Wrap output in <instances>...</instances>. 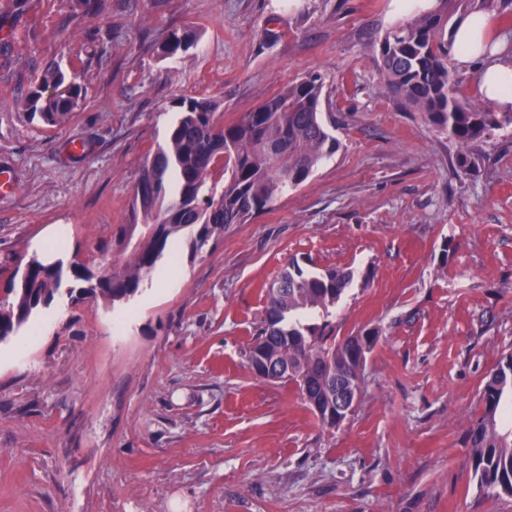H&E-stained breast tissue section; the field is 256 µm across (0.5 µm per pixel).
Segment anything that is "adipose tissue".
I'll list each match as a JSON object with an SVG mask.
<instances>
[{"mask_svg":"<svg viewBox=\"0 0 512 512\" xmlns=\"http://www.w3.org/2000/svg\"><path fill=\"white\" fill-rule=\"evenodd\" d=\"M489 17L478 13L467 16L458 26L454 38V59L465 66L486 55H493V63H486L482 73L480 91L486 98L497 102L503 111L512 110V62L501 60L499 46H487Z\"/></svg>","mask_w":512,"mask_h":512,"instance_id":"ef3b65f1","label":"adipose tissue"}]
</instances>
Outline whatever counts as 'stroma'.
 I'll return each mask as SVG.
<instances>
[{"mask_svg":"<svg viewBox=\"0 0 512 512\" xmlns=\"http://www.w3.org/2000/svg\"><path fill=\"white\" fill-rule=\"evenodd\" d=\"M396 0H0V291L47 228L113 260L142 169L189 99L225 120L315 73L338 152L303 184L130 301L54 300L0 341V512H512L481 491L466 432L512 353V128L459 146L385 91L377 45ZM191 29L192 47H161ZM85 97L29 121L49 64ZM84 150L72 152L71 142ZM354 278L337 335L376 330L362 395L334 427L250 344L290 262Z\"/></svg>","mask_w":512,"mask_h":512,"instance_id":"1","label":"stroma"}]
</instances>
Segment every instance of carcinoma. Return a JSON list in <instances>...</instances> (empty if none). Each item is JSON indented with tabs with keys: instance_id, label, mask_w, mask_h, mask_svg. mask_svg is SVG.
I'll list each match as a JSON object with an SVG mask.
<instances>
[{
	"instance_id": "cac0c4a2",
	"label": "carcinoma",
	"mask_w": 512,
	"mask_h": 512,
	"mask_svg": "<svg viewBox=\"0 0 512 512\" xmlns=\"http://www.w3.org/2000/svg\"><path fill=\"white\" fill-rule=\"evenodd\" d=\"M436 7L400 22L386 32L379 48V72L387 92L406 109L461 146H469L512 126V112H493L459 97L448 67L457 24L474 12L512 18V0H435ZM193 40L188 30L171 32L162 46L166 55ZM323 82L318 75L283 87L255 111L225 122L207 99L182 103L166 143L158 146L142 170L132 199L133 221L121 224L113 238L120 258L107 270L85 263L74 253L48 266L34 256L18 280H10L0 298V341L52 303L61 288L77 304L100 296L121 303L133 296L143 279L181 237L190 241V257L214 236L264 210L276 197L304 183L339 148L322 120ZM83 97L77 76L51 65L25 100L29 120L49 126L65 124ZM353 279L350 271L328 269L309 275L289 264L267 291L265 326L248 356L262 352L295 369L296 385L314 415L336 425V404L348 388L344 371H355L363 347H373V331L333 336L331 323L305 324L301 317L336 306ZM324 363L333 369V385L317 375ZM512 397V353L486 379L480 400L483 412L467 430L470 469L487 495L512 497V427H505L500 406Z\"/></svg>"
}]
</instances>
